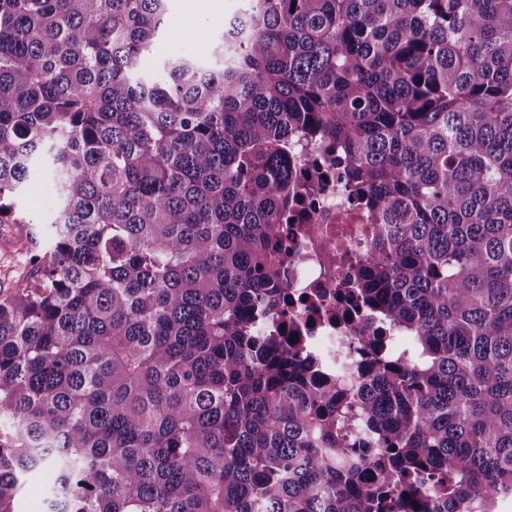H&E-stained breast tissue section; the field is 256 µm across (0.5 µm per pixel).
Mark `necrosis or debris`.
<instances>
[{
    "instance_id": "1",
    "label": "necrosis or debris",
    "mask_w": 512,
    "mask_h": 512,
    "mask_svg": "<svg viewBox=\"0 0 512 512\" xmlns=\"http://www.w3.org/2000/svg\"><path fill=\"white\" fill-rule=\"evenodd\" d=\"M305 181H324L325 189L288 227L284 242V268L290 298L297 306L289 316V332L301 347L330 367L328 350L335 342H348L372 318L359 314L349 320L336 314V293L351 288L360 264L374 244V230L363 209L353 207L330 178L331 165L319 146L301 151Z\"/></svg>"
}]
</instances>
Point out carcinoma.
I'll list each match as a JSON object with an SVG mask.
<instances>
[{
  "label": "carcinoma",
  "instance_id": "cac0c4a2",
  "mask_svg": "<svg viewBox=\"0 0 512 512\" xmlns=\"http://www.w3.org/2000/svg\"><path fill=\"white\" fill-rule=\"evenodd\" d=\"M169 0H0V512H498L512 499V0H245L146 78ZM376 224L381 322L281 336L299 148ZM413 339L416 353L389 350ZM20 205L28 211L35 221H42L46 211L52 206V189L47 176L36 172L28 192L20 200ZM22 224H0V296L12 292L28 271L33 245ZM49 475L41 474L30 479L23 490L24 510L26 512H43Z\"/></svg>",
  "mask_w": 512,
  "mask_h": 512
}]
</instances>
